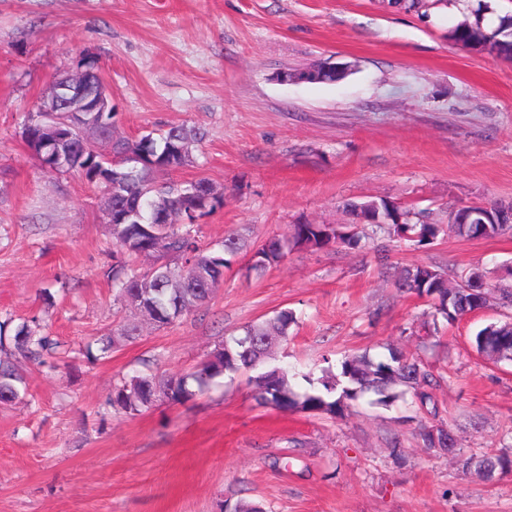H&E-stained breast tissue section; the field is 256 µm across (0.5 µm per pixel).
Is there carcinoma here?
<instances>
[{"instance_id":"cac0c4a2","label":"carcinoma","mask_w":512,"mask_h":512,"mask_svg":"<svg viewBox=\"0 0 512 512\" xmlns=\"http://www.w3.org/2000/svg\"><path fill=\"white\" fill-rule=\"evenodd\" d=\"M455 42L465 47H479L491 44L498 54L512 58V16L499 20L496 29L488 33L480 22H462L452 31ZM141 138L148 139L146 155L128 164H112L89 157L85 165L89 173L100 170L112 174L113 203H120L137 215L121 225V239L116 246L129 258L146 250L147 244L162 235L167 240L168 253L151 268L150 279L145 286L151 289L153 306L146 309L144 316L155 326L170 325L167 318L171 304L181 303V309L189 312L211 299L212 289L167 288L171 281L186 279L190 275L187 264L198 265L202 261L213 263L210 276L219 279V269L230 268L232 259L243 249L240 239L230 234L224 238L223 248L214 251L202 246L195 224H170L168 217L181 206L188 193L190 183L180 182L172 177L173 172L194 163L192 153L170 152L172 143L192 146L202 141L204 133L196 128L171 126ZM346 212L351 216L348 224H293L289 233L266 240L255 254L258 262L251 269L262 273L278 265L281 255L295 248L321 249L330 244L358 246L362 239L369 237L366 226L381 229L390 239H405L421 244L431 243L442 229L440 224H411L408 213L401 211L392 202L382 199L378 207L370 211L357 202L346 203ZM511 224H486L479 231L477 224H450L448 231L468 239L494 238ZM489 286L486 272L478 267L463 270L455 282L437 268L417 266L404 270L396 283L402 292L425 294L431 301L436 314L452 323L467 314L472 307V289ZM295 323L293 313L278 312L274 317L245 327L243 334L219 342L207 353L192 373L173 378L158 374H143L132 377L113 389L109 404L124 412L136 415L156 405L161 398L181 403L192 396L188 381L202 388L208 382L225 373L249 371L257 396L266 404L281 410H297L332 417H344L351 412L353 402L362 394L372 392L378 396L377 403L390 406L411 394L414 403L432 416L439 414L434 390L436 375L431 366L417 355H406L398 350H389L385 359H375L368 354L348 355L340 361V372L321 380L316 387L308 374L302 379L308 388L299 392L290 381L288 372L270 361L271 349L278 343L288 342L289 328ZM474 345L479 354L498 362L512 360V323L505 320L491 323L474 336ZM12 348L24 356L43 361L56 353L57 342L48 335L35 334L27 326H21L14 335L8 336L0 330V351ZM22 377L12 364L0 358V403H8L18 397L17 384ZM449 432L442 426H425L420 433L423 447L455 451L448 447ZM486 462L500 472L512 471V454L491 453L482 456Z\"/></svg>"}]
</instances>
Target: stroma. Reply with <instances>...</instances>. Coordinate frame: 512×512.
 Listing matches in <instances>:
<instances>
[{"mask_svg": "<svg viewBox=\"0 0 512 512\" xmlns=\"http://www.w3.org/2000/svg\"><path fill=\"white\" fill-rule=\"evenodd\" d=\"M512 0H0V321L38 325L61 347L14 362L26 391L0 404V512H512V472L486 480L423 448L410 400L365 394L345 417L260 404L246 374L139 415L109 406L142 373L183 376L226 337L289 309L278 359L320 378L345 354L419 353L441 376L439 419L462 453L512 445V362L491 364L474 334L491 304L428 322L427 299L397 291L407 268L455 277L478 266L512 286V233L295 249L255 274L250 249L294 224H346L350 201L386 199L410 222L448 224L457 206L512 203V59L456 44L494 30ZM92 53L119 112L117 132L206 130L193 165L224 204L199 238L248 244L210 302L156 328L117 296L105 194L42 168L21 131L53 77ZM346 64L335 83L283 71ZM125 331L103 351L101 337ZM400 456H393V446Z\"/></svg>", "mask_w": 512, "mask_h": 512, "instance_id": "35a3bbf8", "label": "stroma"}]
</instances>
